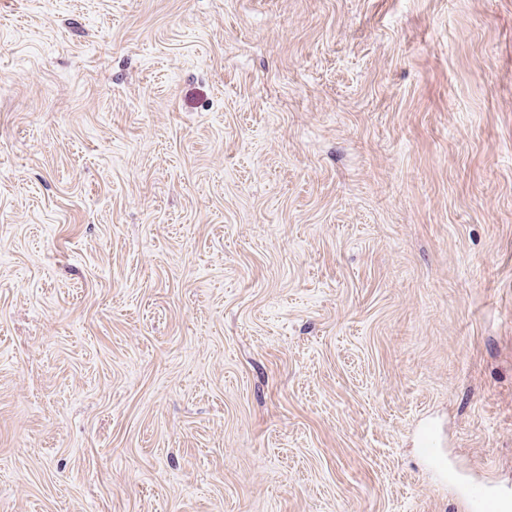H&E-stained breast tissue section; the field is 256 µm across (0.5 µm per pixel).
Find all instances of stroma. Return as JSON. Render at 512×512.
Returning <instances> with one entry per match:
<instances>
[{"label": "stroma", "mask_w": 512, "mask_h": 512, "mask_svg": "<svg viewBox=\"0 0 512 512\" xmlns=\"http://www.w3.org/2000/svg\"><path fill=\"white\" fill-rule=\"evenodd\" d=\"M473 482L512 495V0H0V512Z\"/></svg>", "instance_id": "1"}]
</instances>
